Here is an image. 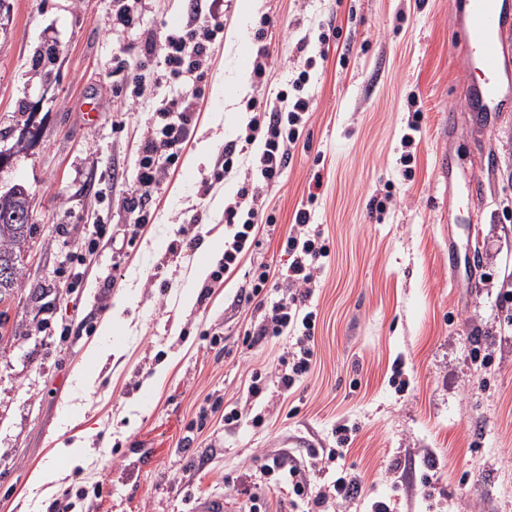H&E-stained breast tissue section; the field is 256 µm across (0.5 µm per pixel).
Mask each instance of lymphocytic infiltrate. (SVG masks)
<instances>
[{
	"label": "lymphocytic infiltrate",
	"instance_id": "1",
	"mask_svg": "<svg viewBox=\"0 0 512 512\" xmlns=\"http://www.w3.org/2000/svg\"><path fill=\"white\" fill-rule=\"evenodd\" d=\"M218 0H192L190 17L181 27L162 36L147 35L138 59L128 61L127 83L132 99L143 95L139 72L156 51H163L164 64L172 81L179 85L174 97L157 108L158 123L147 129L142 143V158L138 182L141 186L158 185L166 166L175 165L186 142L199 96L196 86L197 71L206 56L209 42L215 40L221 29ZM277 108L253 115L243 135L225 145L222 161L213 172L214 180H222L233 169L236 157L255 141H262L263 149L256 159L258 180L244 182L234 203L224 208V223L228 234L224 238L221 270L233 272L247 251L260 243L261 227L274 226L276 217L269 212L263 189L279 178L286 167L299 137L300 128L309 118V102L299 95L280 92ZM309 208L299 209L295 222L283 242L289 256L286 273L272 276L268 266L252 273L248 300L257 301L262 312L258 333L279 337L294 333L296 342L277 358V384L290 391L311 370L315 355L316 311L307 307L313 291L314 272L330 254L329 241L320 231L309 228ZM335 448H309L304 459L273 456L271 463L261 466L264 475L273 477L276 485L288 491L293 507L313 504L318 512H326L329 504L351 502L360 496L357 478L346 470H338L333 480L320 488H312L308 472H318L323 462L344 460L352 443L350 435H341Z\"/></svg>",
	"mask_w": 512,
	"mask_h": 512
}]
</instances>
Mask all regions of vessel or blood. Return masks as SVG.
Returning <instances> with one entry per match:
<instances>
[{"mask_svg":"<svg viewBox=\"0 0 512 512\" xmlns=\"http://www.w3.org/2000/svg\"><path fill=\"white\" fill-rule=\"evenodd\" d=\"M449 11L469 69L479 78L468 91V108L489 119L512 106V0H449ZM223 495H201L192 512H233Z\"/></svg>","mask_w":512,"mask_h":512,"instance_id":"b4317fda","label":"vessel or blood"}]
</instances>
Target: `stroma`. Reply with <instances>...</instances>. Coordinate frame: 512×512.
I'll use <instances>...</instances> for the list:
<instances>
[{"label":"stroma","instance_id":"obj_1","mask_svg":"<svg viewBox=\"0 0 512 512\" xmlns=\"http://www.w3.org/2000/svg\"><path fill=\"white\" fill-rule=\"evenodd\" d=\"M9 2L0 131L17 135L30 122L38 139L0 175L24 183L33 207L8 312L16 336L0 343V512H49L66 496L74 512H191L193 498L212 493L248 512V497L233 488L244 476L269 512H292L286 491L262 475L263 455L290 454L291 434L335 447L341 424L354 430L344 463L360 473L362 491L335 512H363L380 498L394 512H512V114L489 122L467 111L472 76L448 0H251L246 16L240 0H223L224 30L199 83L190 138L138 228L122 201L138 185L140 143L172 87L155 57L134 104L115 69L139 56L143 31L184 24L187 0H139L135 27L114 21L115 0ZM261 27L268 57L258 79ZM40 45L59 50L48 77L32 65ZM304 69L311 118L264 190L277 225L205 288L190 273L223 236L224 206L261 147L214 184L219 154ZM241 77L248 92L225 100L224 86ZM412 95L424 119L406 148ZM87 98L100 103L89 128L80 113ZM205 139L211 149L197 157ZM317 173L311 223L332 254L311 299L316 363L286 395L275 366L293 339L243 345L259 316L243 296L253 268L287 269L282 240ZM472 175L483 187L478 200L449 190V180ZM389 191L394 200L376 221L370 202ZM157 238L167 241L159 252L150 247ZM182 239L191 247L177 249ZM452 242L476 266L473 287H458L448 267ZM126 295L111 359L93 386H78L87 347L101 342L102 323ZM257 372L263 425L226 428L211 405L245 401ZM75 440L87 447L83 463H60L57 444ZM44 466L60 469L57 487L30 483Z\"/></svg>","mask_w":512,"mask_h":512}]
</instances>
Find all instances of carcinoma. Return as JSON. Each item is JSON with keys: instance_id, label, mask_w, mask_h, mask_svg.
I'll return each mask as SVG.
<instances>
[{"instance_id": "obj_1", "label": "carcinoma", "mask_w": 512, "mask_h": 512, "mask_svg": "<svg viewBox=\"0 0 512 512\" xmlns=\"http://www.w3.org/2000/svg\"><path fill=\"white\" fill-rule=\"evenodd\" d=\"M56 60L53 49L38 46L33 52V63L46 73L52 72ZM31 197L24 190L18 194L0 193V268L9 270L5 278L0 277V304L15 296L21 285L25 270L23 254L29 248L32 224Z\"/></svg>"}]
</instances>
